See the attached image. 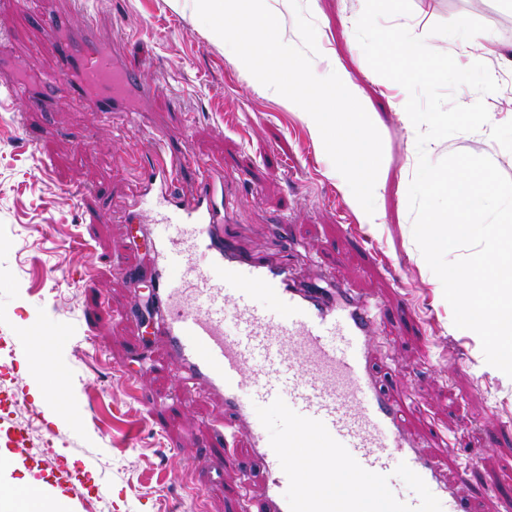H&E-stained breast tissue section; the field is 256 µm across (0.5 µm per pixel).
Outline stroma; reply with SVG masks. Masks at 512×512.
<instances>
[{
  "instance_id": "1",
  "label": "stroma",
  "mask_w": 512,
  "mask_h": 512,
  "mask_svg": "<svg viewBox=\"0 0 512 512\" xmlns=\"http://www.w3.org/2000/svg\"><path fill=\"white\" fill-rule=\"evenodd\" d=\"M319 51L335 54L360 99L377 112L383 143L367 221L337 175L322 142L287 98L260 84L199 19L194 0H37L23 12L0 0V65L38 75L54 71L45 13L67 7L74 23L93 12L103 36L122 37L128 63L161 87L142 111L105 117L67 97L37 107L0 105V336L10 337L8 377L20 398L13 410L37 427L39 447L64 457L85 477L78 489L97 495L99 512H255L265 473L244 437L234 436L223 405L183 396L157 337L132 313L151 293L153 236L126 213L130 188L158 131L181 127L173 140L193 165L222 164L235 206L224 233L241 250L289 262L298 278L327 275L385 308L371 364L384 391L411 400L407 431L456 483L463 512H501L512 502V378L485 361L478 335L455 327L437 276L413 236L408 188L417 163V132L405 127L403 88L372 70L357 45L353 17L364 0H302ZM412 13L390 25L436 37L462 67L494 69L499 89L485 104L498 123L512 121V69L479 48L448 41L459 22L512 50L507 0H411ZM36 133L37 147L27 144ZM432 161L455 152L489 157L512 179V152L484 131L459 133L426 148ZM88 191L73 196L75 188ZM124 254L143 276L114 273L107 254ZM92 270L98 295L82 281ZM91 322H83L84 313ZM61 343L39 367L26 341L41 333ZM60 378L84 420L52 417L29 392ZM209 441L224 473L205 509L187 492L208 477L197 456Z\"/></svg>"
}]
</instances>
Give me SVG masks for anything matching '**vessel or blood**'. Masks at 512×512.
Here are the masks:
<instances>
[{
    "label": "vessel or blood",
    "instance_id": "obj_1",
    "mask_svg": "<svg viewBox=\"0 0 512 512\" xmlns=\"http://www.w3.org/2000/svg\"><path fill=\"white\" fill-rule=\"evenodd\" d=\"M46 35L58 65L46 97L65 93L114 114L154 96L115 41L100 39L95 16L77 25L69 13L53 14ZM170 138L166 131L158 139L140 181L161 204L153 223L174 229L152 254L157 333L185 393L219 400L246 436L266 473L263 512H459V497L408 436L400 404L371 371L380 304L332 281L300 285L286 267L241 253L218 231L223 170L200 167L196 188L179 194L183 159ZM264 410L278 415V434L268 433ZM0 431L19 458L49 470L53 488L69 494L75 477L59 456L32 448L1 408ZM396 464L420 496L391 493ZM340 473L366 491L337 490ZM44 493L38 485L13 490L16 512H34Z\"/></svg>",
    "mask_w": 512,
    "mask_h": 512
}]
</instances>
